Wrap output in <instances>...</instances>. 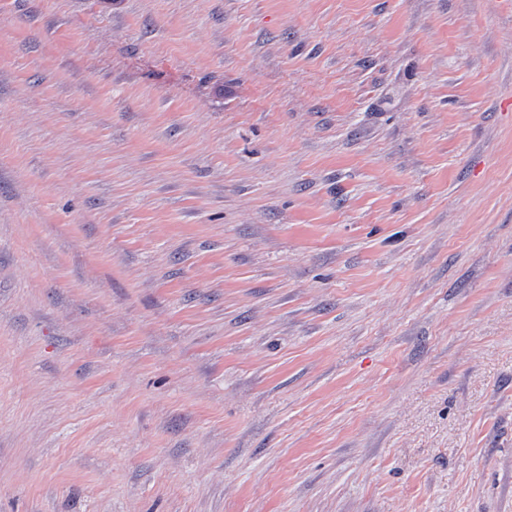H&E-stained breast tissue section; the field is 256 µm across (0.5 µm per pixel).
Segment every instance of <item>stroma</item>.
Here are the masks:
<instances>
[{
  "mask_svg": "<svg viewBox=\"0 0 512 512\" xmlns=\"http://www.w3.org/2000/svg\"><path fill=\"white\" fill-rule=\"evenodd\" d=\"M502 0H0V512H512Z\"/></svg>",
  "mask_w": 512,
  "mask_h": 512,
  "instance_id": "stroma-1",
  "label": "stroma"
}]
</instances>
